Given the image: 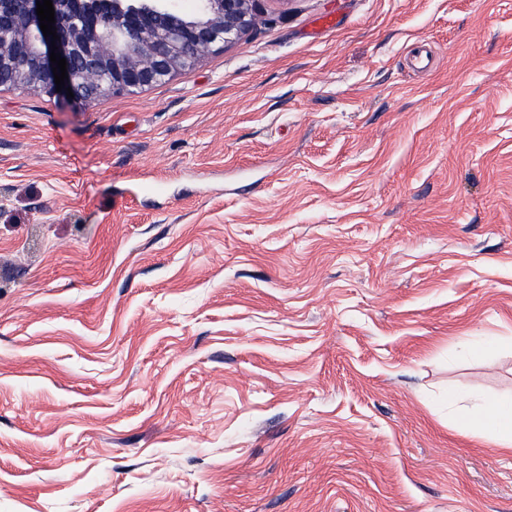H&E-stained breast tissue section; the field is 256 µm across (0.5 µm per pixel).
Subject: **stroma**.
<instances>
[{
	"mask_svg": "<svg viewBox=\"0 0 512 512\" xmlns=\"http://www.w3.org/2000/svg\"><path fill=\"white\" fill-rule=\"evenodd\" d=\"M452 390L512 396V0L0 89V512H512Z\"/></svg>",
	"mask_w": 512,
	"mask_h": 512,
	"instance_id": "1",
	"label": "stroma"
}]
</instances>
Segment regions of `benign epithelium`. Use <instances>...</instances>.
I'll list each match as a JSON object with an SVG mask.
<instances>
[{
  "instance_id": "1",
  "label": "benign epithelium",
  "mask_w": 512,
  "mask_h": 512,
  "mask_svg": "<svg viewBox=\"0 0 512 512\" xmlns=\"http://www.w3.org/2000/svg\"><path fill=\"white\" fill-rule=\"evenodd\" d=\"M179 2L52 0L57 52L68 73L58 92L53 39L40 29L36 0H0V88L38 89L85 110L150 87L236 40L254 25L260 0H194L189 11ZM101 74L106 80H98Z\"/></svg>"
}]
</instances>
